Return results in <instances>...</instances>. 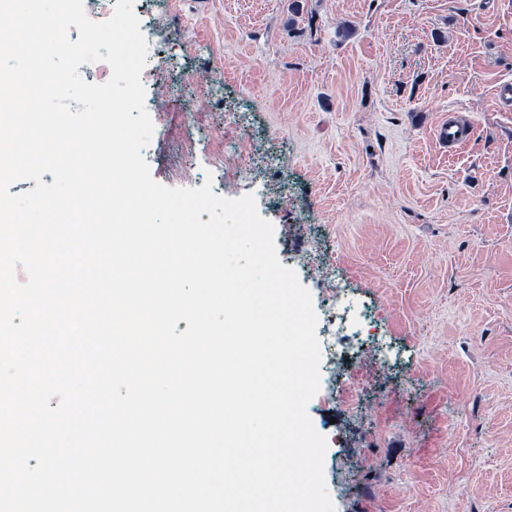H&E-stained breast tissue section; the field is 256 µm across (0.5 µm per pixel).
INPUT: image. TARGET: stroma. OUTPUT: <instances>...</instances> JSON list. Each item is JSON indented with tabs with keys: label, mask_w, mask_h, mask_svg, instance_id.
<instances>
[{
	"label": "stroma",
	"mask_w": 512,
	"mask_h": 512,
	"mask_svg": "<svg viewBox=\"0 0 512 512\" xmlns=\"http://www.w3.org/2000/svg\"><path fill=\"white\" fill-rule=\"evenodd\" d=\"M159 2L157 41L180 61L145 96L217 126L245 118L269 168L202 171L273 224L312 297L321 371L328 280L381 318L385 350L358 355L361 416L326 376L307 405L334 512H512V109L495 97L512 80V0ZM182 71L194 84L172 92ZM452 111L475 130L454 152L437 136ZM179 149L155 125V181L178 187ZM310 233L330 274L303 261Z\"/></svg>",
	"instance_id": "35a3bbf8"
}]
</instances>
